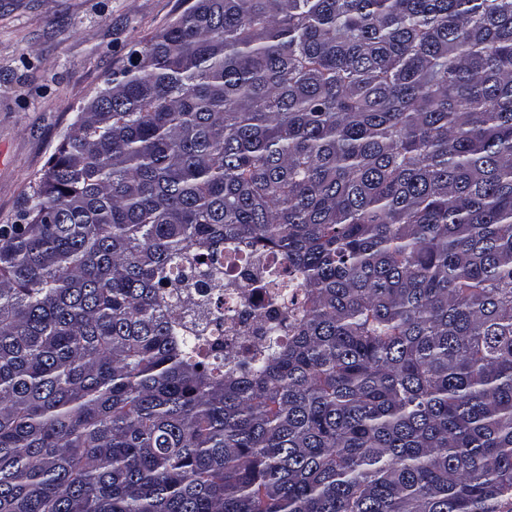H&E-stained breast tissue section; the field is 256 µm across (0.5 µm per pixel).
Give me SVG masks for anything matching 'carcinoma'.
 Wrapping results in <instances>:
<instances>
[{
  "label": "carcinoma",
  "instance_id": "carcinoma-1",
  "mask_svg": "<svg viewBox=\"0 0 512 512\" xmlns=\"http://www.w3.org/2000/svg\"><path fill=\"white\" fill-rule=\"evenodd\" d=\"M33 198L0 512H512V0H195ZM191 266L234 368L176 318Z\"/></svg>",
  "mask_w": 512,
  "mask_h": 512
}]
</instances>
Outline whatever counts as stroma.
<instances>
[{"instance_id":"1","label":"stroma","mask_w":512,"mask_h":512,"mask_svg":"<svg viewBox=\"0 0 512 512\" xmlns=\"http://www.w3.org/2000/svg\"><path fill=\"white\" fill-rule=\"evenodd\" d=\"M194 0H0V224L17 220L81 108Z\"/></svg>"}]
</instances>
